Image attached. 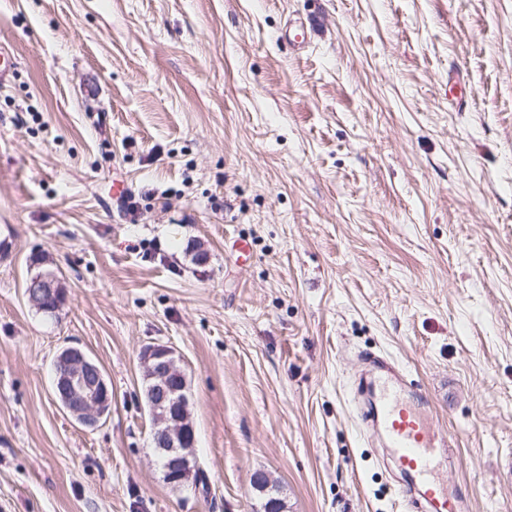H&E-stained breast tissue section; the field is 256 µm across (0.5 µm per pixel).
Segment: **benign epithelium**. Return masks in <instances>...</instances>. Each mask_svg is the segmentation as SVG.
Returning a JSON list of instances; mask_svg holds the SVG:
<instances>
[{
	"label": "benign epithelium",
	"mask_w": 512,
	"mask_h": 512,
	"mask_svg": "<svg viewBox=\"0 0 512 512\" xmlns=\"http://www.w3.org/2000/svg\"><path fill=\"white\" fill-rule=\"evenodd\" d=\"M61 293L56 279L41 277L28 281L25 297L38 307L44 299ZM65 368L56 372L54 393L63 409L80 424L94 428L112 404L104 373L80 348L71 346L64 352ZM147 380L151 381L148 407L155 426L152 441L156 451L173 456L175 472L171 483L180 488L194 468V426L183 411L187 403V379L174 374L176 359L167 346L149 348L143 358Z\"/></svg>",
	"instance_id": "1"
}]
</instances>
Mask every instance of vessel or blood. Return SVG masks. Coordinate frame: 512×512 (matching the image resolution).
<instances>
[{"label":"vessel or blood","mask_w":512,"mask_h":512,"mask_svg":"<svg viewBox=\"0 0 512 512\" xmlns=\"http://www.w3.org/2000/svg\"><path fill=\"white\" fill-rule=\"evenodd\" d=\"M359 360L354 396L361 430L384 448L408 512H470L467 493L448 489L440 479L455 439L437 430L430 392L386 353L366 351Z\"/></svg>","instance_id":"vessel-or-blood-1"}]
</instances>
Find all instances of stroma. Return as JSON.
<instances>
[{"label": "stroma", "mask_w": 512, "mask_h": 512, "mask_svg": "<svg viewBox=\"0 0 512 512\" xmlns=\"http://www.w3.org/2000/svg\"><path fill=\"white\" fill-rule=\"evenodd\" d=\"M0 46V512H262L258 470L286 512H404L351 413L369 348L431 393L443 479L512 512V0H0ZM153 344L208 492L163 479ZM68 346L112 392L93 428L54 394ZM25 288L27 302L33 307H39L48 295L54 296L56 293H61L56 279L51 276L29 280Z\"/></svg>", "instance_id": "obj_1"}]
</instances>
